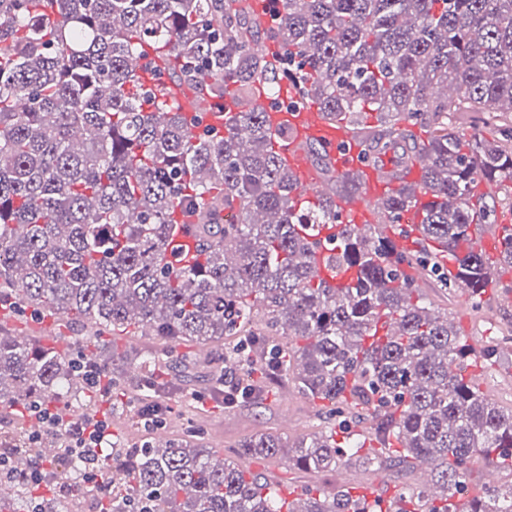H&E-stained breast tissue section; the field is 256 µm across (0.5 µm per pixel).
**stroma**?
<instances>
[{
  "label": "stroma",
  "instance_id": "35a3bbf8",
  "mask_svg": "<svg viewBox=\"0 0 512 512\" xmlns=\"http://www.w3.org/2000/svg\"><path fill=\"white\" fill-rule=\"evenodd\" d=\"M427 295L439 307L447 309L471 339L483 342L512 331V305L504 303L497 293L487 294L484 308L478 314L472 311L465 297L458 295L450 299L432 289ZM0 324L12 333L34 337L40 343L65 353L73 351L75 337L84 333L80 324L58 316L48 322L10 318ZM237 344V337L230 336L218 343L187 344L172 350L166 348L162 340L141 330L111 335L109 343L95 348L94 353L98 361L111 363L113 376L127 384L135 382L128 373L129 368L139 364L141 353L148 348L160 350L158 367L161 371H168V355L172 352L190 360L191 366L187 376L175 380V392L164 401L168 413L161 430L133 424L137 408L133 401L110 404L96 398L91 402L90 411L111 416L112 436L124 448L138 447L144 440L159 435L166 439L179 438L190 424L201 431L204 447L217 449L227 456L240 441L252 435L274 434L292 440L308 433L329 430L321 401L303 395L284 378L263 380L264 399L260 405L221 406L211 377L215 368L223 366L225 352L236 348ZM480 378L489 398L511 403L512 348L502 347L498 363L482 369ZM247 466L250 471L264 473L269 480L280 485L291 482L317 484L328 496L335 493L338 486L346 484L348 479L363 477L359 471L314 476L290 467L284 459H253Z\"/></svg>",
  "mask_w": 512,
  "mask_h": 512
}]
</instances>
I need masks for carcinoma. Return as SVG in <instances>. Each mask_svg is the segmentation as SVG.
<instances>
[{
	"mask_svg": "<svg viewBox=\"0 0 512 512\" xmlns=\"http://www.w3.org/2000/svg\"><path fill=\"white\" fill-rule=\"evenodd\" d=\"M263 39L279 53L257 50ZM150 51L169 101L138 75ZM283 81L297 102L344 122L372 159L394 150L408 170L430 156L419 194L399 189L379 204L382 224L413 213L416 249L341 223L332 198L296 204V179L253 98ZM443 87L488 113L493 139L448 124ZM200 94L233 113L224 132H193L179 100ZM305 149L333 194L360 193L316 144ZM506 181L512 0H276L268 10L258 0H0V305L89 324L95 336L134 327L208 344L243 332L242 345L272 351L265 373L328 402L340 424L368 421L378 447L341 426L340 440L333 430L288 442L260 434L236 455L286 457L310 474H412L419 459L442 491L404 482L395 496L406 507L382 511L354 498L355 485L326 497L305 484L287 504L264 474L217 458L192 433L107 458L99 495L112 512H456L471 488L470 512H512V481L469 480L477 460L512 468V405L473 387L467 336L404 271L480 309L489 281L512 268V235L494 263L474 244L480 227L495 232ZM198 208L209 219L190 228L186 258L176 214ZM324 224L340 226L323 258L329 279L309 241ZM75 359L0 330V408L74 412ZM155 365L143 354L140 379L161 393L169 386ZM8 443L12 466L27 472L26 433ZM16 489L0 512H67L63 498Z\"/></svg>",
	"mask_w": 512,
	"mask_h": 512,
	"instance_id": "carcinoma-1",
	"label": "carcinoma"
}]
</instances>
